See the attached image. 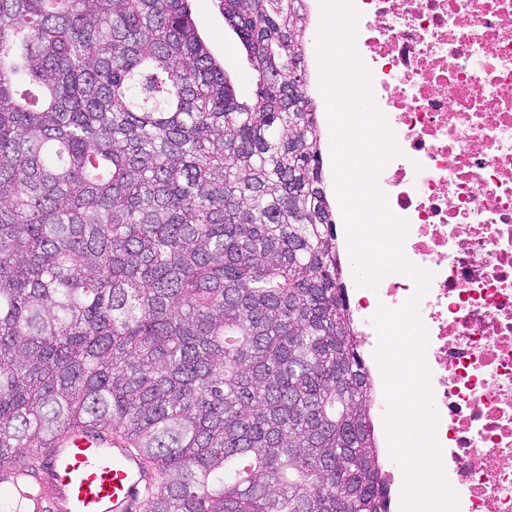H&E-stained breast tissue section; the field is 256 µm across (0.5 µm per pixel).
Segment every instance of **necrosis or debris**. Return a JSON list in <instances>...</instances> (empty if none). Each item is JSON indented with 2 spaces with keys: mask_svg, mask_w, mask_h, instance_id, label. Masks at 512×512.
Segmentation results:
<instances>
[{
  "mask_svg": "<svg viewBox=\"0 0 512 512\" xmlns=\"http://www.w3.org/2000/svg\"><path fill=\"white\" fill-rule=\"evenodd\" d=\"M354 49L398 155L376 184L405 220V259L346 288L368 374L372 423L388 402L379 308L415 302L427 344L435 438L457 512H512V0H354Z\"/></svg>",
  "mask_w": 512,
  "mask_h": 512,
  "instance_id": "1",
  "label": "necrosis or debris"
}]
</instances>
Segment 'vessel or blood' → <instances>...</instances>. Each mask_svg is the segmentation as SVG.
I'll return each mask as SVG.
<instances>
[{
	"mask_svg": "<svg viewBox=\"0 0 512 512\" xmlns=\"http://www.w3.org/2000/svg\"><path fill=\"white\" fill-rule=\"evenodd\" d=\"M152 472L115 435L66 431L43 469L11 479L22 512H137Z\"/></svg>",
	"mask_w": 512,
	"mask_h": 512,
	"instance_id": "vessel-or-blood-1",
	"label": "vessel or blood"
}]
</instances>
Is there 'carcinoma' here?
I'll use <instances>...</instances> for the list:
<instances>
[{
    "mask_svg": "<svg viewBox=\"0 0 512 512\" xmlns=\"http://www.w3.org/2000/svg\"><path fill=\"white\" fill-rule=\"evenodd\" d=\"M219 3L249 100L189 0H0V472L76 428L145 512H390L305 0ZM192 17L197 31L210 52L224 60L237 96L252 98L257 91V78L245 46L224 20L218 0H192ZM320 20L321 19L317 20L315 25H310L308 28L307 37L309 44L307 45V50L309 55L310 71L312 72L311 89H315V91L318 92L324 105L326 103V100L320 90L321 73L317 53V34L320 25ZM319 117L323 132L322 159L325 185L327 186L328 191L336 197V211L343 212L341 203L336 195V178L331 157V126L328 113L325 111L324 107L322 108V112H319Z\"/></svg>",
    "mask_w": 512,
    "mask_h": 512,
    "instance_id": "cac0c4a2",
    "label": "carcinoma"
}]
</instances>
